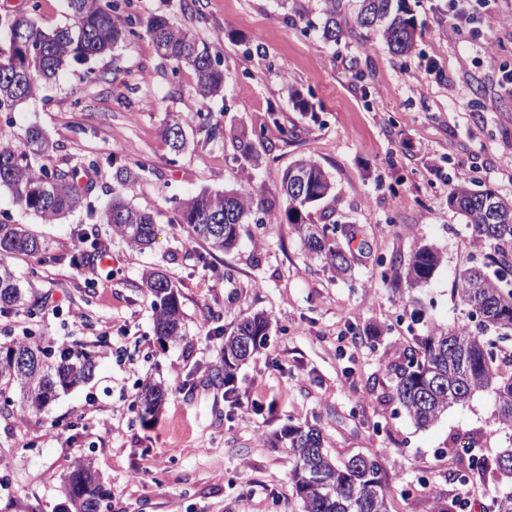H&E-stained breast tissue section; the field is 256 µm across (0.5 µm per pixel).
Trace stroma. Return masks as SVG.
Instances as JSON below:
<instances>
[{"instance_id":"1","label":"stroma","mask_w":512,"mask_h":512,"mask_svg":"<svg viewBox=\"0 0 512 512\" xmlns=\"http://www.w3.org/2000/svg\"><path fill=\"white\" fill-rule=\"evenodd\" d=\"M419 37L411 55L379 38L363 51L359 32L324 44L316 30L288 25L279 0H131L141 16L165 15L216 51L224 91L200 101L186 67L161 59L148 37L71 63L39 97L0 114V141L24 147L38 125L61 168L101 160L82 206L43 224L0 192V223L20 224L44 242L48 261L13 264L42 309L0 312V330H32L77 342L96 356L92 377L25 420L0 414V512H56L65 475L92 462L106 512H301L293 460L270 435L291 423L316 425L332 456L378 457L389 512H424L435 496L466 495L486 512L496 478L482 460L505 447L482 391L417 427L391 400L387 365L434 325L468 316L453 295L458 269L486 260L464 218L448 206V185L472 181L512 199V0H468L471 32L448 25V0H408ZM205 23H196L195 13ZM493 43L487 56L485 43ZM298 90L308 104L289 97ZM186 120L188 146L174 153L162 130ZM264 126L259 164L241 168L232 142L212 126ZM294 133L282 141L280 129ZM319 162L334 196L311 210L342 215L356 230L350 276L312 255L293 225L242 224L237 246L209 253L173 223L178 200L198 192L263 186L279 198L283 170L297 157ZM146 164L122 189L151 213L157 235L139 250L98 226L112 261L73 266L76 230L112 196L105 158ZM424 244L443 262L423 289L384 281L378 258L408 261ZM149 270L179 292L185 334L160 341L143 284ZM271 322L266 344L233 388L214 377L224 331L253 313ZM160 386L158 411L143 416L145 385Z\"/></svg>"}]
</instances>
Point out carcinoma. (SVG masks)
<instances>
[{"label":"carcinoma","instance_id":"carcinoma-1","mask_svg":"<svg viewBox=\"0 0 512 512\" xmlns=\"http://www.w3.org/2000/svg\"><path fill=\"white\" fill-rule=\"evenodd\" d=\"M128 0H66L70 22L51 31L43 30L31 11L0 18V113L13 112L25 101L38 97L42 87L54 80L72 61H88L146 33L158 55L176 66H187L195 74V91L206 101L224 88V68L209 44L197 40L188 29L170 24L163 15L145 19L127 11ZM342 0H325L320 38L327 44L342 40L345 31L339 20ZM354 25L377 36L398 56L412 52L417 32L407 0H359ZM163 135L178 153L187 145L183 123L166 125ZM243 131L232 135L239 156L255 165L259 155L253 137ZM26 148L20 150L0 142V189L8 190L14 202L44 223H54L80 207L88 189L79 185L77 168L52 164L56 145L42 131L27 128ZM112 180L124 187L145 170L132 169L111 158ZM334 186L328 172L311 158L288 165L281 178V195L286 201L284 215L303 235L313 254L325 257L338 276L352 269L350 243L355 230L335 216L323 214L325 223L309 222L310 209L327 199ZM448 205L464 219L473 239L488 245L493 254L480 265L460 271L453 293L477 320L475 326H436L420 337L418 348L404 350L388 364L393 379L392 400L417 426L437 422L448 407L466 401L477 391L494 394L491 415L493 431L512 440V353L492 351L494 343L485 338L493 330L501 337L512 336V200L486 187L475 189L466 183L448 188ZM274 203L264 191H202L182 201L175 210L174 223L184 225L195 239L211 249L224 251L235 246L245 218L255 223L271 220ZM97 223L107 224L112 233L135 248L152 244L156 236L153 216L125 200L117 190L100 210ZM77 237L92 252L71 256L80 265L105 248L96 228H81ZM46 253L37 236L17 224H0V309L24 306L26 294L20 286L12 259L21 254ZM443 261L442 253L424 244L407 263L378 259L389 265L392 283L404 282L421 288L433 278ZM144 283L154 312L156 335L176 340L184 335L180 296L169 279L154 270L144 274ZM270 321L263 313L239 320L224 334L222 364L215 377L230 386L240 367L267 340ZM250 342V353L239 351L238 340ZM95 368L94 354L80 344L45 342L30 331L22 337L6 332L0 336V413L32 414L43 410L59 393L68 392L88 380ZM164 398L158 386L147 385L140 395L143 414L153 413ZM274 444L288 451L294 460L291 472L302 512H388L389 488L378 458L356 464L349 456L341 461L322 446L320 430L314 425L289 424L274 435ZM499 481L489 489L492 512H512V445L499 449L493 458ZM65 501L59 512H100L107 494L89 462H78L64 479Z\"/></svg>","mask_w":512,"mask_h":512}]
</instances>
